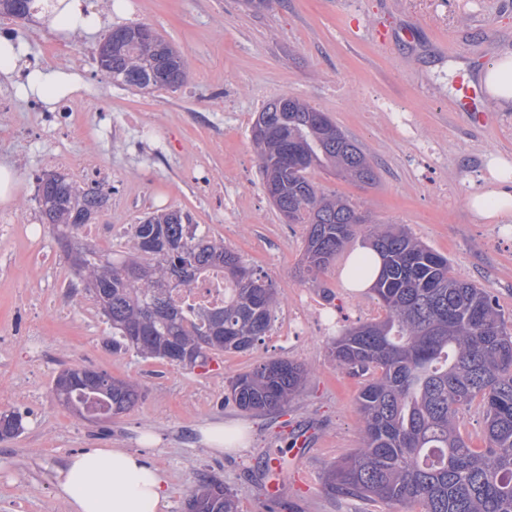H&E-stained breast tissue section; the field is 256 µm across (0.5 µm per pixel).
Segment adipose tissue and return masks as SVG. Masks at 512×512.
<instances>
[{
  "instance_id": "obj_1",
  "label": "adipose tissue",
  "mask_w": 512,
  "mask_h": 512,
  "mask_svg": "<svg viewBox=\"0 0 512 512\" xmlns=\"http://www.w3.org/2000/svg\"><path fill=\"white\" fill-rule=\"evenodd\" d=\"M50 21L54 32L63 36L77 30L96 32L84 0H56ZM25 55L21 43L0 38V76L23 75L20 63ZM26 78L23 93L48 105L78 88L75 78L61 69L36 71ZM487 168L488 188L468 200L472 215L480 221L512 212V192L504 188L512 181V166L493 158ZM53 484L70 512H166L169 506L164 474L148 467L140 454L123 448H88L63 458L54 468Z\"/></svg>"
}]
</instances>
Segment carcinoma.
Wrapping results in <instances>:
<instances>
[{
    "instance_id": "obj_1",
    "label": "carcinoma",
    "mask_w": 512,
    "mask_h": 512,
    "mask_svg": "<svg viewBox=\"0 0 512 512\" xmlns=\"http://www.w3.org/2000/svg\"><path fill=\"white\" fill-rule=\"evenodd\" d=\"M35 2L0 0V15L26 17ZM143 28L119 27L105 37L113 49L112 81L139 89L184 84L181 53L155 32L142 40ZM282 98L286 106L275 108L273 99L258 113L252 139L262 179H274L273 205L288 209L292 223L306 225V280L316 281L361 231L382 261L372 291L386 317L347 327L330 346L336 364L366 383L357 398L362 447L330 467L326 491L389 507L418 505L420 512H512V327L484 289L451 274L448 258L404 228L367 225L350 200L319 193L308 177L314 169L372 185L376 167L325 113L296 97ZM106 202L62 175L40 179L45 223L74 256L75 275L112 327V346L171 364L173 353H189L203 367L216 352L243 353L262 340L276 303L272 281L223 241L190 229L189 216L179 210L146 214L119 261L75 242L77 228ZM209 267L224 268L234 288L224 308L205 314L199 327L187 322L169 294L193 287L196 273ZM86 372L64 369L53 384L56 398L80 414L85 397L103 401L109 415L141 398L130 381L101 373L103 381L85 382ZM306 376L302 365L272 359L231 379L228 392L244 411L283 409ZM476 401L484 409L482 448L461 432L460 412ZM23 431L21 415L0 417V440ZM186 509L239 512L235 494L215 479L188 496Z\"/></svg>"
}]
</instances>
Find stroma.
I'll return each mask as SVG.
<instances>
[{"label": "stroma", "mask_w": 512, "mask_h": 512, "mask_svg": "<svg viewBox=\"0 0 512 512\" xmlns=\"http://www.w3.org/2000/svg\"><path fill=\"white\" fill-rule=\"evenodd\" d=\"M100 19L94 36L55 35L46 13L0 16L30 51V67H60L78 76L100 101L98 112L65 138L35 112L34 98L0 80V163L17 178L15 198L0 217L38 224L34 243L0 237V327H9L17 295L29 294L40 326L44 360L33 366L20 345L0 344V412L22 414L24 433L0 441V512H69L55 493L54 467L86 448H126L162 470L171 486L168 512L202 479L221 481L240 512H266V463L289 457L299 431L311 440L300 478L281 486V512H388L325 489L328 468L361 447L356 397L361 378L337 366L330 342L353 324L383 317L372 291L343 288L350 255L368 246L356 234L317 283L302 280L304 225L286 223L267 197L249 125L272 98L288 93L326 113L375 164V184L310 174L319 192L350 199L369 222L402 224L447 256L452 273L496 296L512 317V214L499 224L475 220L467 205L489 177L488 154L512 163V108L484 98L487 123L471 124L457 110L458 78L479 73L512 50V0H88ZM145 24L181 52L188 70L177 88L139 90L113 83L95 51L112 26ZM413 41L400 37L404 25ZM388 33L379 41V33ZM95 156L112 175V196L96 216L112 225L111 241L87 244L119 253L128 227L144 213L181 210L199 231L223 239L272 280L280 302L272 323L299 312L300 297L330 320L308 318L301 334L270 333L246 353L213 355L187 369L112 349V330L75 276L55 230L41 217L38 185L64 173L52 153ZM302 364L306 382L287 407L248 413L228 397L232 377L268 360ZM82 367L135 381L142 392L129 411L91 420L59 403L60 370ZM233 421L245 431L237 449L215 451L201 427Z\"/></svg>", "instance_id": "35a3bbf8"}]
</instances>
